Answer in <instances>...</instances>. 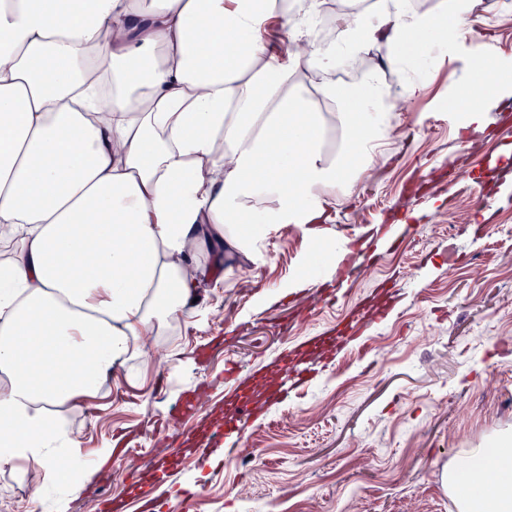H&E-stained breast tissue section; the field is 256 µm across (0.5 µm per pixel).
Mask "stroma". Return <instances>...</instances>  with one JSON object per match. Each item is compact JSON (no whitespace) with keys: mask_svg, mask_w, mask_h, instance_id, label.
<instances>
[{"mask_svg":"<svg viewBox=\"0 0 512 512\" xmlns=\"http://www.w3.org/2000/svg\"><path fill=\"white\" fill-rule=\"evenodd\" d=\"M473 30L440 70L419 68L424 97L410 100L396 133L355 190L331 210L337 242L395 224L401 244L338 291L314 242L296 225L259 239L253 264L224 277L221 298L192 324L173 325L119 371L102 396L63 420L98 471L70 496L67 512H100L121 476L148 478L172 460L177 481L201 491L198 512H457L449 464L496 436H512V89L487 112L479 154L464 150L450 104L472 53L512 65V0H474ZM480 193H473V185ZM306 288L288 291L290 276ZM396 297L358 348L338 354L244 436L241 457L200 467L181 440L232 415L224 365L236 363L258 391L276 385L262 362L303 353L304 337L355 318L359 304ZM201 393L200 413L182 412ZM139 431L136 450L113 459L115 431ZM48 502L61 485L0 470V512H27L35 488Z\"/></svg>","mask_w":512,"mask_h":512,"instance_id":"obj_1","label":"stroma"}]
</instances>
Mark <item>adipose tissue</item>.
I'll use <instances>...</instances> for the list:
<instances>
[{
    "mask_svg": "<svg viewBox=\"0 0 512 512\" xmlns=\"http://www.w3.org/2000/svg\"><path fill=\"white\" fill-rule=\"evenodd\" d=\"M327 0H0V470L55 477L82 455L59 414L97 397L141 339L192 317L253 261L255 235L295 224L334 249L327 191L353 188L396 128L376 75L338 70L374 45L402 75L456 48L470 0H379L320 34ZM284 51L264 38L271 24ZM512 68L473 56L452 99L484 132ZM332 104L325 112L321 103ZM459 512H512V438L448 470Z\"/></svg>",
    "mask_w": 512,
    "mask_h": 512,
    "instance_id": "1",
    "label": "adipose tissue"
}]
</instances>
